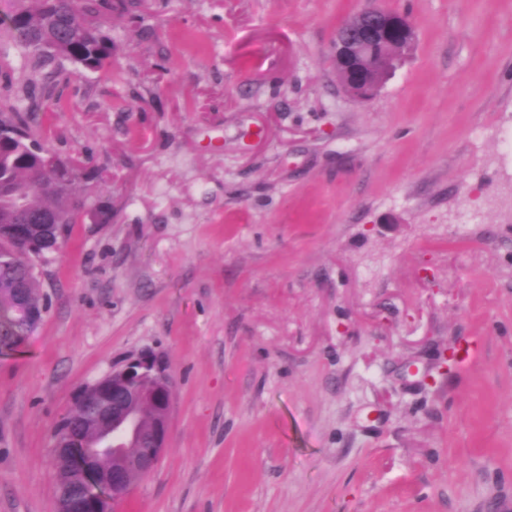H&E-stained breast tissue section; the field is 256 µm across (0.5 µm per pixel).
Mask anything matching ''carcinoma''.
Instances as JSON below:
<instances>
[{"label": "carcinoma", "mask_w": 512, "mask_h": 512, "mask_svg": "<svg viewBox=\"0 0 512 512\" xmlns=\"http://www.w3.org/2000/svg\"><path fill=\"white\" fill-rule=\"evenodd\" d=\"M8 30L13 42L39 70L60 59L77 71L100 72L112 65V38L101 17L128 11V0H12ZM34 102L25 108L9 101L0 105V354L14 352L38 327L30 320L33 310L47 312L49 297L28 254L27 243L15 239L20 218L54 217L52 224L28 225L29 240L49 251L58 247L74 224L91 213L106 224L112 208L90 196L74 192L85 177L71 158H61L34 133L31 113L49 107L55 84L34 79L22 88ZM112 393L79 394L76 405L57 423L53 432L56 461V494L78 501L93 495V485L115 463L137 452L131 446L109 451L112 421L100 407Z\"/></svg>", "instance_id": "carcinoma-1"}]
</instances>
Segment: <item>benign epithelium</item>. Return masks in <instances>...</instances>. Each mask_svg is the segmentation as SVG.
<instances>
[{
    "instance_id": "1",
    "label": "benign epithelium",
    "mask_w": 512,
    "mask_h": 512,
    "mask_svg": "<svg viewBox=\"0 0 512 512\" xmlns=\"http://www.w3.org/2000/svg\"><path fill=\"white\" fill-rule=\"evenodd\" d=\"M414 38V26L405 12L387 10L377 0L336 29L335 59L346 72V84L363 99L369 98L379 84L366 76L368 57L377 53L400 58ZM112 384V431L132 427L139 409L153 412L150 447L140 448L135 458L137 470L147 474L162 457L169 436V419L174 400V383L163 365L150 356H141L115 368L92 386ZM131 487L123 470L112 471L110 494L92 498L85 512H114V506L127 497Z\"/></svg>"
}]
</instances>
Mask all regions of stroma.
I'll list each match as a JSON object with an SVG mask.
<instances>
[{
    "label": "stroma",
    "mask_w": 512,
    "mask_h": 512,
    "mask_svg": "<svg viewBox=\"0 0 512 512\" xmlns=\"http://www.w3.org/2000/svg\"><path fill=\"white\" fill-rule=\"evenodd\" d=\"M364 5L152 0L59 82L40 133L112 220L0 355V512H53L56 423L144 353L176 398L116 512L512 506V0H380L415 39L366 102L333 52Z\"/></svg>",
    "instance_id": "obj_1"
}]
</instances>
